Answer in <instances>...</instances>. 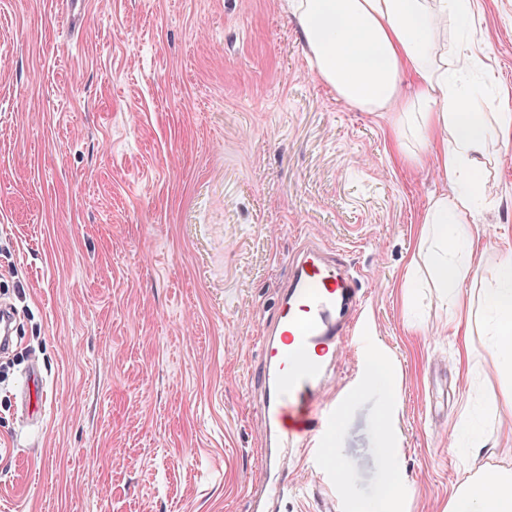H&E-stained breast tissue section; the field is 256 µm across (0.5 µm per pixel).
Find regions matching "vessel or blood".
<instances>
[{"label":"vessel or blood","mask_w":512,"mask_h":512,"mask_svg":"<svg viewBox=\"0 0 512 512\" xmlns=\"http://www.w3.org/2000/svg\"><path fill=\"white\" fill-rule=\"evenodd\" d=\"M290 266L278 313L263 328L254 371L268 472L286 468L305 452L321 458L330 446L336 407L324 390L332 356L344 342L363 335L361 276L343 256H330L320 245L306 242L293 252ZM43 386L41 372L30 367L18 391L25 419H33L31 399ZM287 494V483H260L255 490L259 512H277Z\"/></svg>","instance_id":"obj_1"}]
</instances>
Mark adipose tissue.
Instances as JSON below:
<instances>
[{"label": "adipose tissue", "instance_id": "obj_1", "mask_svg": "<svg viewBox=\"0 0 512 512\" xmlns=\"http://www.w3.org/2000/svg\"><path fill=\"white\" fill-rule=\"evenodd\" d=\"M461 0H290L319 77L344 101L369 112H402L421 140L442 144L440 168L452 190L432 198L417 230L418 257L454 308L452 332L468 349L471 321H483L497 372L512 378V260L495 287L466 298L482 255L472 191L484 166L512 138V112L473 111L453 76L471 65L448 45V23ZM414 93H401L402 77ZM448 512H512V472L486 467L463 481Z\"/></svg>", "mask_w": 512, "mask_h": 512}]
</instances>
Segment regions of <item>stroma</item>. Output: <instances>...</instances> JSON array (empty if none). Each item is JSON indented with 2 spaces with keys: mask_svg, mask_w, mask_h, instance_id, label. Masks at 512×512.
<instances>
[{
  "mask_svg": "<svg viewBox=\"0 0 512 512\" xmlns=\"http://www.w3.org/2000/svg\"><path fill=\"white\" fill-rule=\"evenodd\" d=\"M0 0V301L19 316L0 356V512H252L264 447L251 373L301 240L365 273L368 346L336 359L333 437L351 497L377 503L381 356L400 404L395 512H448L468 456L512 393L482 331L468 375L452 311L409 267L441 148L397 136L392 112L345 102L315 72L286 0ZM448 43L461 86L512 105V0H465ZM477 287L512 255V141L485 167ZM45 381L37 421L17 388ZM448 405L426 411L432 392ZM317 471L288 465L282 512H319ZM44 382L41 372L37 366H31L25 373L22 384L18 391V400L22 416L26 420L34 418L35 410H31V399L39 390H43Z\"/></svg>",
  "mask_w": 512,
  "mask_h": 512,
  "instance_id": "stroma-1",
  "label": "stroma"
}]
</instances>
